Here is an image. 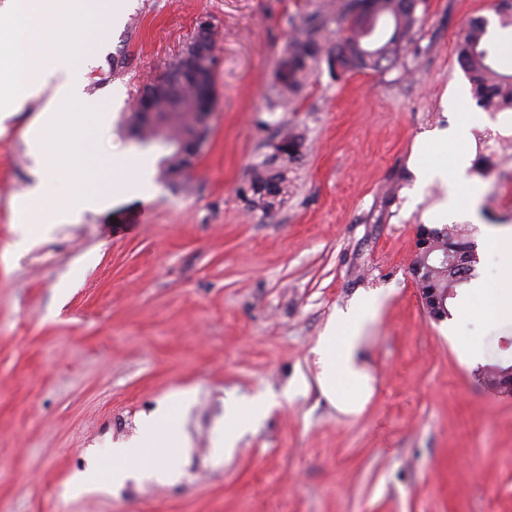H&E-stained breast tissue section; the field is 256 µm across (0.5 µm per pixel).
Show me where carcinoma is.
I'll return each mask as SVG.
<instances>
[{
    "instance_id": "cac0c4a2",
    "label": "carcinoma",
    "mask_w": 512,
    "mask_h": 512,
    "mask_svg": "<svg viewBox=\"0 0 512 512\" xmlns=\"http://www.w3.org/2000/svg\"><path fill=\"white\" fill-rule=\"evenodd\" d=\"M419 0H346L344 12L348 15L349 35L336 47V65L343 70H374L391 68L400 62L415 27L419 22L416 9ZM380 18L393 21V31L389 38L377 48L370 51L366 48L375 23ZM321 26L316 19L307 21L303 36L298 39L292 49V77L278 88V96L288 101L293 94L299 78L310 71L315 62L319 46L316 34ZM487 22L473 19L457 45V59L461 68L471 81L474 95L482 106L487 109L502 110L512 107V72L498 70L494 63V49L487 38ZM144 92L154 101L158 113L167 112L171 93L181 94L190 102L203 97L212 96L213 82L211 73L205 72L201 82L191 86L172 87V80H157L144 88ZM130 126L134 135L142 144L160 142L169 145L178 142L187 134L205 135V129L197 128L195 111L187 109L177 116L166 128L164 137L150 127L140 124L138 113L130 117ZM292 156L281 159L266 158L256 164L249 181V198L251 209L264 214L269 213L276 205L283 202L288 194V162ZM187 164V158L177 148L172 149L163 157L160 165V178L172 181ZM460 228L453 224L439 228H427L417 242L418 257L425 260L434 254H445L448 251V237L458 235ZM420 290L439 297L455 295L456 288L467 280V276L458 278L436 265L424 267L416 275Z\"/></svg>"
}]
</instances>
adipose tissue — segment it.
<instances>
[{
  "mask_svg": "<svg viewBox=\"0 0 512 512\" xmlns=\"http://www.w3.org/2000/svg\"><path fill=\"white\" fill-rule=\"evenodd\" d=\"M126 8V0H0L5 18L0 24V127L29 100L47 99L25 133L33 181L15 203L18 228L11 250L39 244L57 224L105 211L112 196L153 176L151 165L140 159L119 164L97 152V144L114 137L113 109L122 95L114 93L107 104L86 91L90 60ZM377 308L375 297L364 296L337 310L311 350L321 394L346 415L361 414L374 392L364 332ZM458 313H490L512 330V278L468 289ZM188 402V396H180L143 420L136 436L114 446L108 462H93L76 477V491L131 479L174 481L173 461L190 446L184 421ZM274 403L273 396L261 393L225 405L214 451L232 457L242 436Z\"/></svg>",
  "mask_w": 512,
  "mask_h": 512,
  "instance_id": "obj_1",
  "label": "adipose tissue"
}]
</instances>
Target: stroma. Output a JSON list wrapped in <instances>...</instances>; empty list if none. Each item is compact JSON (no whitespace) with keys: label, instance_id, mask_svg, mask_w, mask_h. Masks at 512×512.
<instances>
[{"label":"stroma","instance_id":"1","mask_svg":"<svg viewBox=\"0 0 512 512\" xmlns=\"http://www.w3.org/2000/svg\"><path fill=\"white\" fill-rule=\"evenodd\" d=\"M343 2L131 0L89 65L90 93L107 104L124 94L115 159L164 155L127 119L203 21L215 40L208 136L178 185L155 181L0 260V512H512V396L488 390L455 349L483 341L511 363L512 333L484 315L431 321L411 272L417 227L443 199L419 175L416 145L459 139L478 207L458 205L448 221L474 246L472 278L500 280L486 238L512 229V204L496 200L512 146L484 150L479 137L512 139V109L478 105L456 45L470 19H487L510 71L512 29L493 0H420L401 65L342 72ZM313 17L322 52L280 108V63ZM44 105L29 101L0 133V248L16 236L24 133ZM284 123L297 140L288 195L270 213L250 210L252 167ZM365 295L381 301L366 332L375 392L349 416L314 385L309 350L334 311ZM300 372L309 387L216 458L225 403L281 392ZM183 390L191 446L179 481L70 495L90 459Z\"/></svg>","mask_w":512,"mask_h":512}]
</instances>
